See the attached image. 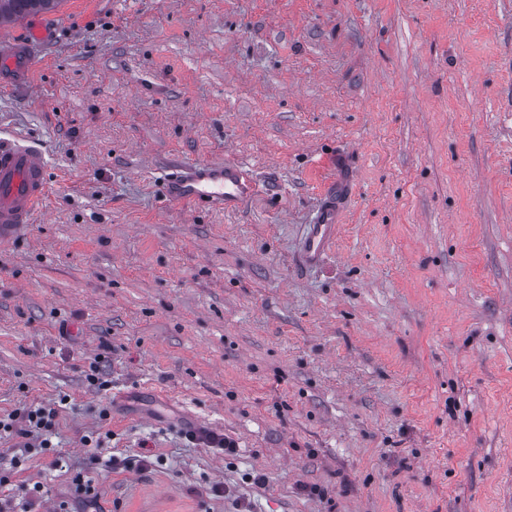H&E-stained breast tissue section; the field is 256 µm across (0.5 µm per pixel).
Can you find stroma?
<instances>
[{
	"label": "stroma",
	"mask_w": 512,
	"mask_h": 512,
	"mask_svg": "<svg viewBox=\"0 0 512 512\" xmlns=\"http://www.w3.org/2000/svg\"><path fill=\"white\" fill-rule=\"evenodd\" d=\"M13 27L51 39L0 138L40 144L51 191L0 245V417L58 409L55 453L0 439L14 501L52 512L82 471L99 512H512V0H60ZM191 161L262 189L163 204ZM336 184L324 195L314 224H307L299 252V263L306 268L321 265L332 250L339 230ZM181 436L188 444H204L224 456H231L237 452L236 443L233 440L213 431L206 429L182 430Z\"/></svg>",
	"instance_id": "stroma-1"
}]
</instances>
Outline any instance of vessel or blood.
<instances>
[{"mask_svg": "<svg viewBox=\"0 0 512 512\" xmlns=\"http://www.w3.org/2000/svg\"><path fill=\"white\" fill-rule=\"evenodd\" d=\"M47 42L45 30H35L25 41L0 35V88L24 84ZM49 189L39 143L20 138L0 139V244L17 238ZM261 189L260 180L235 162H188L165 179L164 194L176 204L207 205L211 209L239 207ZM335 191H328L313 224L307 225L299 262L307 268L321 265L332 250L339 230Z\"/></svg>", "mask_w": 512, "mask_h": 512, "instance_id": "vessel-or-blood-1", "label": "vessel or blood"}]
</instances>
